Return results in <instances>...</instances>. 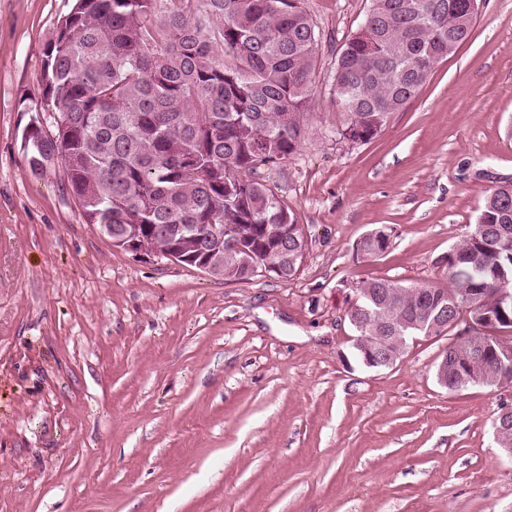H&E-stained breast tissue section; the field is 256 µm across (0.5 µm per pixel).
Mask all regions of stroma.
<instances>
[{
	"label": "stroma",
	"instance_id": "1",
	"mask_svg": "<svg viewBox=\"0 0 512 512\" xmlns=\"http://www.w3.org/2000/svg\"><path fill=\"white\" fill-rule=\"evenodd\" d=\"M72 0H0V512H512L493 421L512 388L451 393L444 336L393 367L350 349L358 282L445 284L444 258L512 180V0L373 139H337L321 44L307 134L261 176L297 212L296 276L217 280L139 259L85 223L22 132ZM323 35L369 0H304ZM377 228L390 247L360 258Z\"/></svg>",
	"mask_w": 512,
	"mask_h": 512
}]
</instances>
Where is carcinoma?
<instances>
[{"instance_id": "carcinoma-1", "label": "carcinoma", "mask_w": 512, "mask_h": 512, "mask_svg": "<svg viewBox=\"0 0 512 512\" xmlns=\"http://www.w3.org/2000/svg\"><path fill=\"white\" fill-rule=\"evenodd\" d=\"M469 0H370L368 33L336 51V136L374 138L469 37ZM322 36L301 0H73L42 52L43 98L23 152L38 174L58 165L85 223L113 245L150 251L216 279L247 281L273 262L288 279L305 250L294 209L261 180L286 167L306 134ZM55 124L42 129L46 112ZM222 224L238 245L215 236ZM391 244L380 231L364 257ZM448 286L363 280L345 311L358 336L429 335L443 311L489 331L448 344L450 392L512 386V182L494 188L446 257Z\"/></svg>"}]
</instances>
